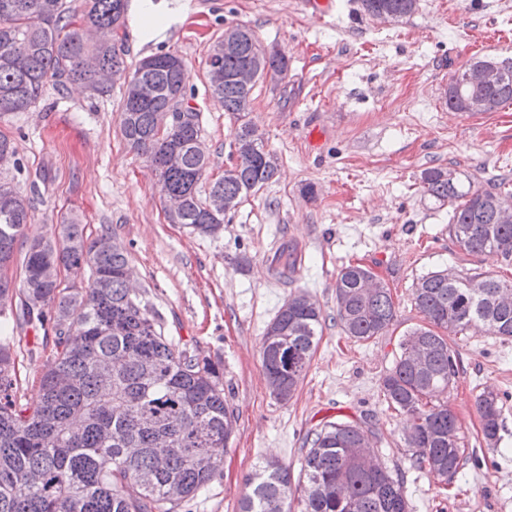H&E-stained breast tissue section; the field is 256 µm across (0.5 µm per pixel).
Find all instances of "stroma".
Here are the masks:
<instances>
[{"label":"stroma","instance_id":"35a3bbf8","mask_svg":"<svg viewBox=\"0 0 512 512\" xmlns=\"http://www.w3.org/2000/svg\"><path fill=\"white\" fill-rule=\"evenodd\" d=\"M167 23L151 28L128 0L114 35L127 69L174 52L188 71L187 96L202 117L210 176L220 175L238 124L212 96L203 67L227 27H252L279 46L288 72L260 82L248 118L279 159L275 179L226 215L224 230L201 237L168 223L161 187L145 157L120 131L123 88L109 96L47 83L38 103L0 117V134L21 165L13 183L40 181L24 239L54 238L63 219L122 243L129 268L166 336L221 362L237 431L221 472L182 512H238L244 478L276 458L299 470L306 438L324 421H355L371 450L403 479L409 512H512V338L474 326L452 336L459 374L442 401L458 420L465 465L452 478L417 468L406 446V414L380 387L406 331L424 324L413 300L417 279L454 269L512 282V257L462 253L449 234V207L424 196V170H450L464 187L512 181V103L493 112L449 109L454 74L474 57H512V0H417L413 15L383 23L360 0H333L330 14L302 0H155ZM314 185V197L303 195ZM301 255L290 279L272 282L280 251ZM360 264L391 290L386 334L358 341L336 323V277ZM306 292L325 323L293 399L269 392L260 348L267 324L290 295ZM490 388L503 402L497 446L486 445L474 396Z\"/></svg>","mask_w":512,"mask_h":512}]
</instances>
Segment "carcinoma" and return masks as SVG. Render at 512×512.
I'll list each match as a JSON object with an SVG mask.
<instances>
[{"mask_svg":"<svg viewBox=\"0 0 512 512\" xmlns=\"http://www.w3.org/2000/svg\"><path fill=\"white\" fill-rule=\"evenodd\" d=\"M416 0H361L371 16L388 10L402 20L415 12ZM126 0H92L81 17L67 14L63 0H0V115L25 112L37 102L48 80L78 83L94 94L111 90L112 72L120 68L115 45L105 35L124 23ZM244 28L237 49L220 57L224 83L212 89L224 111L239 122L235 156L224 173L208 183L240 205L277 174L278 163L264 137L246 120L253 89L236 75L257 59L255 31ZM169 53L146 57L134 69L124 92L120 126L131 149L145 156L159 176L162 191L182 199L166 215L171 224L214 237L224 215L203 211L200 183L207 178L209 154L195 141L202 137L201 113L182 112L187 97L184 61L174 66ZM495 63L494 84L471 89L459 71L448 84V108L468 111L472 97L495 111L512 103V58L477 57L468 67ZM150 93H139L141 86ZM173 112L176 124L155 132V115ZM0 171V261L14 258L31 199L40 196L38 181L29 195L6 187ZM425 195L452 209L449 233L467 255L512 256V223L501 219V197L512 190L463 191L452 173L432 168L421 175ZM53 263L78 275L89 270L86 284L62 288L42 278ZM128 251L96 249L75 221L59 225L55 240L26 243L20 283L0 278V298H18L23 323L33 331H54L52 364L35 373L30 387L21 383L18 355L38 361L45 349L35 335L23 340L0 338V512H179L214 480L220 466L210 448L229 445L237 421L224 399L219 364L199 359L188 344L164 336L147 304L131 294L125 281ZM297 256L287 252L276 272L288 278ZM371 271L343 266L336 277V324L349 337L366 341L386 333L395 317L390 289L364 287ZM34 293L43 307L32 310ZM415 306L427 325L406 335L418 340L425 361L416 364L408 342L383 376L381 390L394 409L408 415L407 446L417 445L414 465L446 478L462 467L457 417L433 398L446 391L459 373L457 353L444 330L459 334L480 323L495 336L512 337V283L484 272L450 279L444 271L421 276L413 289ZM323 333L322 311L305 293L288 298L267 325L261 362L272 384L288 381L291 400ZM37 399L29 402L28 389ZM484 439H501L503 405L492 391L475 395ZM369 436L359 423L325 422L310 439L298 477L279 460L265 459L246 476L239 512H408L403 481L366 453Z\"/></svg>","mask_w":512,"mask_h":512,"instance_id":"carcinoma-1","label":"carcinoma"}]
</instances>
